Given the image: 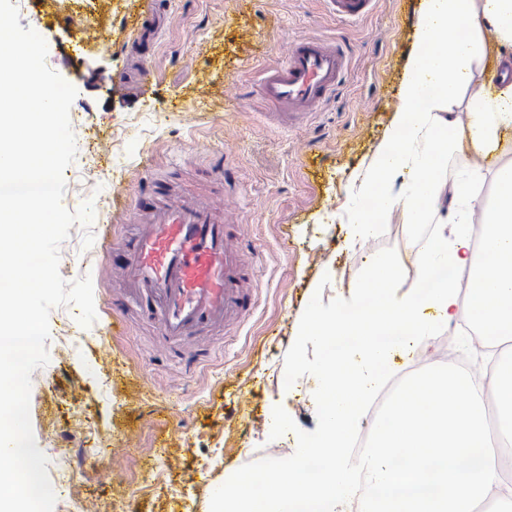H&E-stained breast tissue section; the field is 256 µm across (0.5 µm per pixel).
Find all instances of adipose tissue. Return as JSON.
<instances>
[{"mask_svg":"<svg viewBox=\"0 0 512 512\" xmlns=\"http://www.w3.org/2000/svg\"><path fill=\"white\" fill-rule=\"evenodd\" d=\"M415 40L391 128L358 177L357 194L373 209L351 233L359 243L396 214L432 225L414 258L415 278L398 291V261L378 254L365 286L336 316L311 309L308 321L321 336L353 338L321 366L322 429L287 467L239 474L213 512H302L314 502L317 512H512V466L497 446L512 436V352L496 342L512 336V164L498 170L477 239L470 214L478 180L449 181L447 169L450 152L465 145L490 155L512 129L511 79L489 93L476 90L467 123L452 109L485 44L512 53V0H422ZM464 318L485 338L481 376L452 363L410 375L373 424L362 458L349 465L354 429L386 385L394 356L426 348ZM316 455L323 470L311 479L306 465ZM259 481L283 487V495L261 501Z\"/></svg>","mask_w":512,"mask_h":512,"instance_id":"obj_1","label":"adipose tissue"}]
</instances>
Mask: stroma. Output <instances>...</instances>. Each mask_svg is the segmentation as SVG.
Returning <instances> with one entry per match:
<instances>
[{
    "label": "stroma",
    "instance_id": "obj_1",
    "mask_svg": "<svg viewBox=\"0 0 512 512\" xmlns=\"http://www.w3.org/2000/svg\"><path fill=\"white\" fill-rule=\"evenodd\" d=\"M152 0H19L20 25L48 43V66L76 87L70 123L77 152L66 169L63 204H94L91 228L72 226L59 248L66 281L90 275L96 320L72 334L78 310L49 315L48 363L33 371L30 422L49 461L70 458L73 479L53 482L57 501L79 497L97 512H211L236 475L287 462L321 427L312 396L284 387L282 375L315 386L322 336L305 325L311 305L332 313L365 278L370 257L391 253L413 277L424 225H379L356 249L346 247L358 203L354 175L386 132L415 49L421 0H375L361 19H343L329 0H161L160 28L141 52L130 49L125 20ZM95 13L101 26L74 38L68 17ZM319 37L342 48L346 75L311 116L289 123L258 93L262 72L290 43ZM504 152H456L449 178L481 176L471 214L480 227L496 192ZM234 181H208V169ZM205 184L240 224L255 288L250 313L211 337L208 362L195 368L168 359L156 327L124 314L121 333L100 336L120 290L103 278L110 256L83 248L115 221L113 204H134L150 180ZM71 344H62L64 335ZM467 330L421 352V368L482 364ZM164 468H157L156 453ZM156 479L146 480L152 469Z\"/></svg>",
    "mask_w": 512,
    "mask_h": 512
}]
</instances>
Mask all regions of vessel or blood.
<instances>
[{
  "label": "vessel or blood",
  "instance_id": "b4317fda",
  "mask_svg": "<svg viewBox=\"0 0 512 512\" xmlns=\"http://www.w3.org/2000/svg\"><path fill=\"white\" fill-rule=\"evenodd\" d=\"M345 72V56L336 45L299 38L284 62L265 71L259 88L294 120L328 100ZM125 216L134 231L112 243L120 259L122 299L135 300L141 316L156 324L168 356L182 357L190 346L194 361L205 362V337L221 334L253 307L248 264L235 244L238 225L225 221L216 201L172 199L161 181Z\"/></svg>",
  "mask_w": 512,
  "mask_h": 512
}]
</instances>
